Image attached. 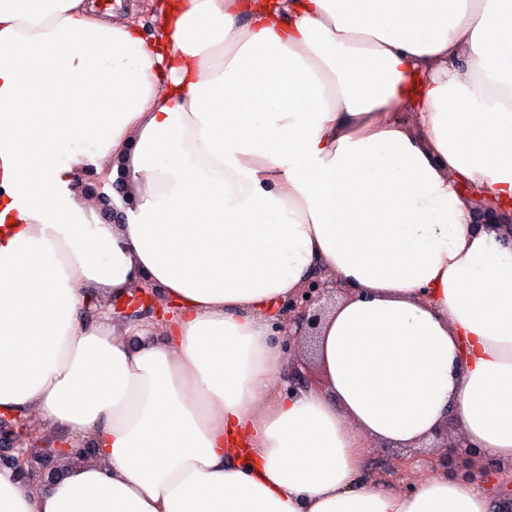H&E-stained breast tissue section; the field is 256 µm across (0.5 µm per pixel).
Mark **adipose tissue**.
Segmentation results:
<instances>
[{"label": "adipose tissue", "instance_id": "1", "mask_svg": "<svg viewBox=\"0 0 512 512\" xmlns=\"http://www.w3.org/2000/svg\"><path fill=\"white\" fill-rule=\"evenodd\" d=\"M0 0V414L94 444L0 512H492L512 469V0ZM113 183L98 222L78 172ZM349 283L287 395L273 311ZM148 283L162 339L99 296ZM454 419L471 453L363 475ZM123 2V9L120 11L112 12L117 13L118 20L134 24L143 31L145 36L154 33L158 26V11L156 4L159 0L149 3L148 1L139 0H121ZM135 3V8L132 9L130 4ZM474 213L476 217L475 225L477 227L508 223L510 221L508 224L512 230V216L510 215V220L507 222L503 221L505 214L499 207L498 203L487 200H480L478 201V204H476V210Z\"/></svg>", "mask_w": 512, "mask_h": 512}]
</instances>
